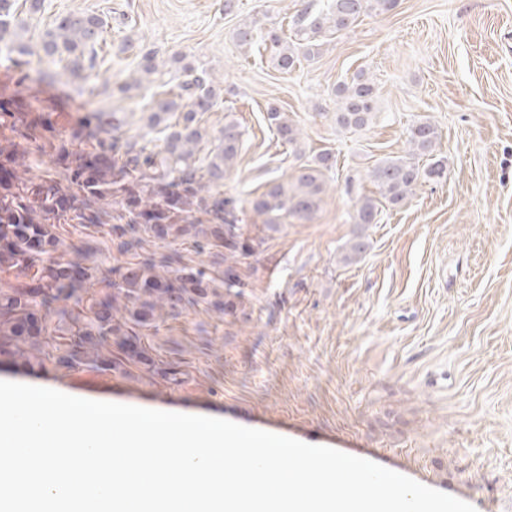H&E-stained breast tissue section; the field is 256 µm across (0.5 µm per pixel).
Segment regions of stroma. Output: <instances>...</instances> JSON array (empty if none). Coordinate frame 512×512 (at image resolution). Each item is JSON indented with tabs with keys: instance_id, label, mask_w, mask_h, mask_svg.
I'll return each mask as SVG.
<instances>
[{
	"instance_id": "stroma-1",
	"label": "stroma",
	"mask_w": 512,
	"mask_h": 512,
	"mask_svg": "<svg viewBox=\"0 0 512 512\" xmlns=\"http://www.w3.org/2000/svg\"><path fill=\"white\" fill-rule=\"evenodd\" d=\"M306 2L237 0L228 14L224 0H44L34 37L73 10L107 16L100 76L87 85L46 61L22 82L1 61L0 96L21 94L67 133L84 113H101V136L117 127L156 149L163 136L147 131L149 102L167 88L146 85L124 99L109 90L133 76L139 51L193 56L224 89L201 119L208 146L225 113L244 132L214 194L229 201L253 250L237 261L244 286L233 311L188 306L141 329L150 364L41 368L3 354L0 380L221 417L313 445L350 440L359 454L477 512H512V0H398L290 72L274 66L270 50L235 41L249 22L291 32ZM359 71L375 84L376 116L351 132L333 119V89ZM271 106L298 126L306 159L326 148L336 156L317 212L274 232L250 201L290 180L296 161L269 126ZM420 120L438 129L445 178L383 205L378 223L355 224L356 199L377 193L369 169L404 155L407 130ZM55 232L87 244L102 268L129 259L111 225ZM359 232L366 252L343 263ZM174 252L223 287L216 250L154 240L141 254ZM168 363L176 378L157 373Z\"/></svg>"
}]
</instances>
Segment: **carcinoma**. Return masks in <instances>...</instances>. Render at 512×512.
Wrapping results in <instances>:
<instances>
[{"instance_id": "carcinoma-1", "label": "carcinoma", "mask_w": 512, "mask_h": 512, "mask_svg": "<svg viewBox=\"0 0 512 512\" xmlns=\"http://www.w3.org/2000/svg\"><path fill=\"white\" fill-rule=\"evenodd\" d=\"M17 0H0V58L20 70L19 82L28 78L31 58L60 60L72 77L84 83L98 75L100 42L108 21L95 13L69 12L54 18L36 44L24 40L21 31L27 22L17 15ZM396 0H309L297 17L294 40L285 41L269 30L264 39L273 49L275 67L290 71L320 54L327 37L348 29L369 11L386 13ZM158 51L140 52L136 78L117 86L121 94L143 82L162 79L165 72L157 63ZM182 80L170 98L156 102L146 127L162 128L163 146L150 149L137 140L111 137L100 140L92 150H75L79 133L66 135L50 116L31 111V105L15 94L0 98V117L11 118V137L0 139V272L13 273L18 283L0 292V350L30 361L29 353L41 351L49 337H68L56 357L44 355L38 362L54 359L58 365L110 368L124 361L144 364L145 350L138 345L136 328L147 327L166 306L174 311L200 303L222 312L232 311V289L244 285L240 274L229 266L224 271L225 294L218 293L214 280L203 270L179 269L175 275L160 274L151 260L139 258L137 250L147 239L176 242L194 238L198 247L223 248L232 254L247 255L240 233L224 224V208L212 188L224 182L234 167L242 146V131L234 118L224 117V131L218 144L206 149L200 115L211 111L219 92L207 71L182 54L172 58ZM336 126L362 131L375 115V87L357 74L336 86ZM267 121L277 138L288 145L300 164L287 181L272 183L252 201L254 211L265 216L267 229L275 230L284 216L310 218L320 207L326 188V173L336 165L326 149L313 160L304 161L299 128L279 109L267 110ZM439 133L429 121H419L408 129V152L375 164L368 176L379 197L363 196L354 203L357 224H375L382 203L403 204L425 183L445 176L438 160L426 166L423 157L434 151ZM47 155L60 170L64 181L27 176L33 156ZM115 200L122 213L100 203ZM210 217L208 227L198 229L195 214ZM110 224L120 238V249L131 254L124 265L105 272L80 260L81 247L65 243L54 232L55 225ZM112 276V294L105 300L82 305L79 292L94 281ZM73 301L57 314L64 326L40 327L53 305ZM124 305L129 318L114 320L112 310Z\"/></svg>"}]
</instances>
